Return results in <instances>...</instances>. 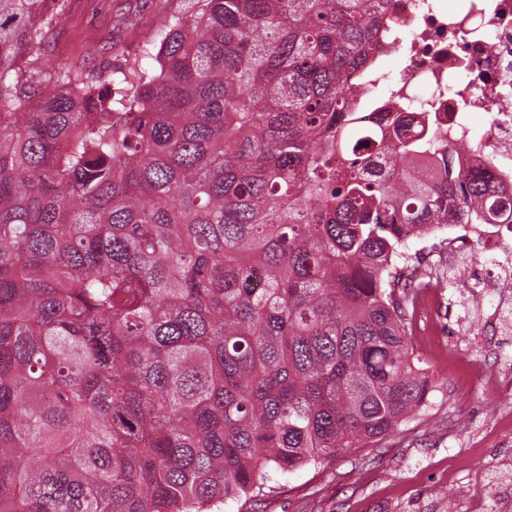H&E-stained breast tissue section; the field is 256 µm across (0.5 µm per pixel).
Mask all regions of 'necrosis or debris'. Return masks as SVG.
Segmentation results:
<instances>
[{
  "instance_id": "obj_1",
  "label": "necrosis or debris",
  "mask_w": 512,
  "mask_h": 512,
  "mask_svg": "<svg viewBox=\"0 0 512 512\" xmlns=\"http://www.w3.org/2000/svg\"><path fill=\"white\" fill-rule=\"evenodd\" d=\"M396 0L395 22L373 45L374 57L405 65L390 83V106L440 112L448 149L464 166L490 169L498 188H512V0ZM488 113L490 130L474 135L468 117Z\"/></svg>"
}]
</instances>
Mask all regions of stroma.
<instances>
[{
	"instance_id": "35a3bbf8",
	"label": "stroma",
	"mask_w": 512,
	"mask_h": 512,
	"mask_svg": "<svg viewBox=\"0 0 512 512\" xmlns=\"http://www.w3.org/2000/svg\"><path fill=\"white\" fill-rule=\"evenodd\" d=\"M112 0H67L52 44L51 63L115 68L151 40L163 0H127L129 23L115 17ZM443 245L413 240L410 268L448 274L443 305L432 327L416 326L415 352L435 384L429 406L378 444L351 448L335 459L288 475L269 471L268 491L231 502L224 512H512V486L495 461L512 459V390L496 379L512 373V328L484 335L468 318L474 304L493 306L496 290L470 297L473 269L490 276L482 242L472 263L443 259Z\"/></svg>"
}]
</instances>
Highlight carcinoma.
<instances>
[{
    "mask_svg": "<svg viewBox=\"0 0 512 512\" xmlns=\"http://www.w3.org/2000/svg\"><path fill=\"white\" fill-rule=\"evenodd\" d=\"M56 2L0 0V512H223L425 411L403 249L512 198L358 125L392 0H165L108 75Z\"/></svg>",
    "mask_w": 512,
    "mask_h": 512,
    "instance_id": "cac0c4a2",
    "label": "carcinoma"
}]
</instances>
